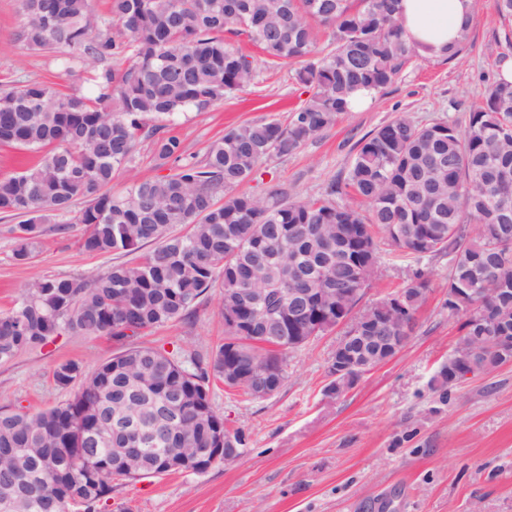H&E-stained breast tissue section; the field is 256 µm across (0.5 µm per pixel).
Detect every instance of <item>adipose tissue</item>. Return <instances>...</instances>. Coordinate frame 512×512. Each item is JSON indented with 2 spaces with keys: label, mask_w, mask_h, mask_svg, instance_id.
Wrapping results in <instances>:
<instances>
[{
  "label": "adipose tissue",
  "mask_w": 512,
  "mask_h": 512,
  "mask_svg": "<svg viewBox=\"0 0 512 512\" xmlns=\"http://www.w3.org/2000/svg\"><path fill=\"white\" fill-rule=\"evenodd\" d=\"M400 7L406 35L429 58L445 56L448 44L473 16V0H402Z\"/></svg>",
  "instance_id": "adipose-tissue-1"
}]
</instances>
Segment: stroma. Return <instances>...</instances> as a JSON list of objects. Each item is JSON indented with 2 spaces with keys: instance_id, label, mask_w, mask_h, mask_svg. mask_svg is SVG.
Returning a JSON list of instances; mask_svg holds the SVG:
<instances>
[{
  "instance_id": "35a3bbf8",
  "label": "stroma",
  "mask_w": 512,
  "mask_h": 512,
  "mask_svg": "<svg viewBox=\"0 0 512 512\" xmlns=\"http://www.w3.org/2000/svg\"><path fill=\"white\" fill-rule=\"evenodd\" d=\"M23 22L17 0H0V86L41 81L65 92L88 90V74L66 69L63 51L34 50L17 41ZM509 34L512 23L499 16L495 0H480L460 56L412 58L395 84L374 93L364 107L343 114L295 153L263 163L243 192L263 198L281 189L301 199L321 198L349 167L358 141L396 116L465 123L512 59L505 44ZM230 42L249 55L255 80L211 111L182 119L176 133L186 153L199 159L226 129L287 119L307 97L291 65L269 68L247 37ZM15 223L0 213V312L36 276L90 277L125 260L121 254L82 253L77 241L86 227L75 224L67 235L44 236L33 262H17ZM380 264L365 302L402 288L419 270L430 282L412 337L390 361L342 395L327 393L339 337L334 331L288 356L287 380L270 397L257 399L211 380V402L225 430L244 439L241 458L202 474L117 481L111 499L93 512H512V364L467 377L442 393L433 379L459 338L458 319L445 305L448 259L419 262L385 249ZM223 337L219 293L213 290L201 299L192 323L167 324L148 341L204 355ZM123 348L108 336L63 335L44 349L23 352L0 365V407L44 409L64 402L69 391L52 380L57 364L75 361L89 373Z\"/></svg>"
}]
</instances>
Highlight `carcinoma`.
I'll list each match as a JSON object with an SVG mask.
<instances>
[{"label":"carcinoma","instance_id":"cac0c4a2","mask_svg":"<svg viewBox=\"0 0 512 512\" xmlns=\"http://www.w3.org/2000/svg\"><path fill=\"white\" fill-rule=\"evenodd\" d=\"M25 18L16 33L31 49L67 51V61L87 68L98 88L88 97L64 94L40 81L0 91V143L42 153L33 168L0 178V213L14 225L13 257L29 262L57 216L84 206L74 223L90 255L130 254L138 261L114 264L90 278L40 276L0 315V364L41 350L62 335L141 336L193 317L201 296L219 289L220 311L237 309L245 288L263 298L242 313L252 335L236 351L221 343L204 358L163 346L138 344L86 373L74 361L57 365L55 384L77 391L63 403L37 412L0 408V504L11 498L29 512H69L80 502L91 509L112 497L120 479L170 474L165 459L207 448L224 433L213 408L210 377L224 378L225 364L244 373L267 360L285 364L297 346L262 345L266 336H311L337 325L336 309L353 298L338 288H362L378 276L381 232L393 248L417 259L448 256V302L464 314L459 338L436 381L453 386L451 371L490 373L502 365L492 346L473 347L483 325L512 336V292L487 306L497 288L512 289V81L493 83L465 125H427L400 115L362 138L344 177L320 200L290 199L282 192L258 198L238 191L261 164L286 156L332 127L350 111L361 88L391 86L405 63L418 55L403 30L398 0H112L115 37H103L107 20L90 0H19ZM328 33L317 45L313 24ZM246 36L276 67L299 64L295 79L308 97L288 121L260 120L232 127L213 141L203 159L185 155L171 134L180 116L206 112L253 81L247 56L225 34ZM113 58L123 68L97 71ZM147 141L153 160L170 173L131 180L127 194L112 195L117 174L131 175L137 146ZM354 194L357 208L336 202ZM297 288H315L320 304L300 316L292 306ZM430 283L424 272L404 288L381 297H403V316L374 315L368 336H401ZM487 311L485 324L472 310ZM359 350L373 368L388 352L373 341ZM174 394L181 417L155 441L135 435L134 471L112 468V441L102 421L122 404L159 411ZM23 468L13 473L15 458Z\"/></svg>","mask_w":512,"mask_h":512}]
</instances>
